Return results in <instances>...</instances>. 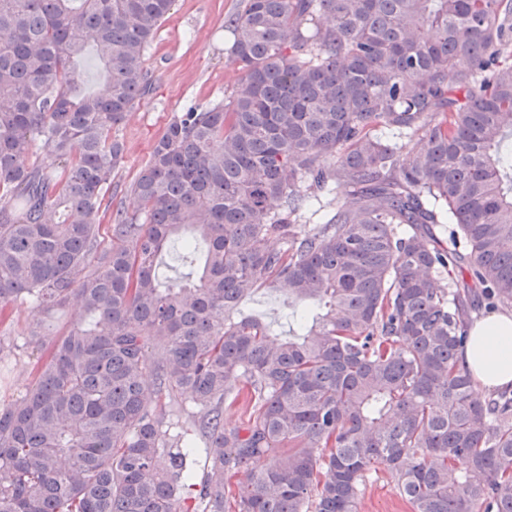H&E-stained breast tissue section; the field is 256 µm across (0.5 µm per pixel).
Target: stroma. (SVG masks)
<instances>
[{
  "mask_svg": "<svg viewBox=\"0 0 512 512\" xmlns=\"http://www.w3.org/2000/svg\"><path fill=\"white\" fill-rule=\"evenodd\" d=\"M243 7V0H176L147 52L153 90L139 100L116 129L125 145L122 164L112 176L113 207L138 212L140 202L130 185L149 157L151 147L173 117L192 104L227 101L239 73L228 60L231 39L224 20ZM282 284H264L247 299L244 313L269 323L273 333L287 334L292 317ZM46 316L33 304H17L0 318V406L23 393L45 353L31 338ZM359 512H412L385 466L372 467L365 478Z\"/></svg>",
  "mask_w": 512,
  "mask_h": 512,
  "instance_id": "35a3bbf8",
  "label": "stroma"
}]
</instances>
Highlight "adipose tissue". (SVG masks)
<instances>
[{
    "mask_svg": "<svg viewBox=\"0 0 512 512\" xmlns=\"http://www.w3.org/2000/svg\"><path fill=\"white\" fill-rule=\"evenodd\" d=\"M468 341L457 354L460 368L479 395L512 390V312H490L469 324Z\"/></svg>",
    "mask_w": 512,
    "mask_h": 512,
    "instance_id": "ef3b65f1",
    "label": "adipose tissue"
}]
</instances>
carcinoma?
<instances>
[{"label": "carcinoma", "instance_id": "1", "mask_svg": "<svg viewBox=\"0 0 512 512\" xmlns=\"http://www.w3.org/2000/svg\"><path fill=\"white\" fill-rule=\"evenodd\" d=\"M174 2L0 0V313L79 306L0 408V512H358L373 464L412 512H512V395L456 359L477 301L512 307V0H244L227 103L174 117L129 214L112 130ZM174 241L197 279H159ZM271 279L286 336L237 316Z\"/></svg>", "mask_w": 512, "mask_h": 512}]
</instances>
